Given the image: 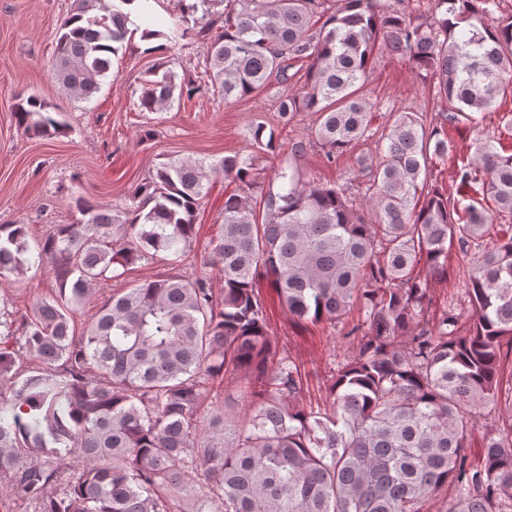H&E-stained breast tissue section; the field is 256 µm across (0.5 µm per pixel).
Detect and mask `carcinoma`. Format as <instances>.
<instances>
[{
    "mask_svg": "<svg viewBox=\"0 0 512 512\" xmlns=\"http://www.w3.org/2000/svg\"><path fill=\"white\" fill-rule=\"evenodd\" d=\"M135 0H76L62 24L53 71L70 97L91 101L131 36ZM169 42L206 44L198 81L147 71L140 112H161L207 88L238 100L272 85L277 128L251 127L256 151L302 112L335 164L374 136L376 103L362 97L383 43L433 84L439 109L426 129L394 112L374 156L359 162L364 202L339 183L304 177L295 162L273 184L251 158L172 157L122 205L73 198L70 224L29 241V225L0 224V282L32 268L55 294L21 322L0 308V475L35 512H422L451 487L442 512H512V234L489 249L492 218L474 204L466 223L448 195L426 189L429 167L452 152L446 124L475 123L512 88V15L499 0H179ZM309 62L289 88L291 69ZM36 95L19 99V127L39 136L65 123ZM239 184L224 199L210 241L221 287L207 275H169L109 295L81 332L74 311L134 265L164 254L176 267L196 238L198 210L218 176ZM483 176L498 213L512 215V154L480 139L458 166L456 192ZM479 249L462 288L470 326L445 305L429 310L431 283L448 276V250ZM424 264L427 276L416 271ZM267 284L294 322H335L360 305L345 333L356 352L323 382L316 404L301 365L269 335L259 288ZM230 379L236 398L205 409L209 386ZM497 413L483 455L467 453L480 416Z\"/></svg>",
    "mask_w": 512,
    "mask_h": 512,
    "instance_id": "obj_1",
    "label": "carcinoma"
}]
</instances>
